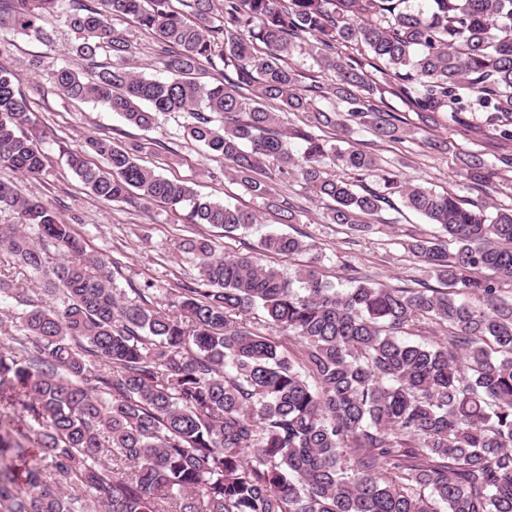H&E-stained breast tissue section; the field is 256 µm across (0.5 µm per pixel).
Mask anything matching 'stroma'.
<instances>
[{"label":"stroma","mask_w":512,"mask_h":512,"mask_svg":"<svg viewBox=\"0 0 512 512\" xmlns=\"http://www.w3.org/2000/svg\"><path fill=\"white\" fill-rule=\"evenodd\" d=\"M114 27L137 48L132 62L134 71L161 76L163 65L154 36L130 20L115 21ZM49 28L51 39L47 42L14 37L7 59L17 70L18 88L31 100L39 126L46 131L47 167L40 177L20 178V189L24 196L49 203L61 219L72 224L84 238L88 253L109 256L113 278L127 296H134L146 287L159 295L164 289L196 277L192 260L180 251L179 244L199 235L213 239L218 254L253 255L260 264L270 263L287 273L308 264L311 254H319L324 275L339 288L346 287L356 271L391 286L413 288L423 281L434 283V276L423 262L403 248L410 234L431 230L415 213L386 210L383 216L390 224L381 232L350 235L343 227L325 222L328 200L305 190L299 181L277 180L273 183L277 199L293 200L297 206L296 223L283 226L261 200L242 190L223 162L207 159L200 148L181 137L182 113L160 116L156 127L145 132L126 124L100 105L63 97L44 75L68 61V49L75 35L57 17L51 19ZM408 119L416 125L415 136L405 142L381 143L367 133L361 139L369 151L393 165L403 180L422 183L439 192L451 190L470 200L512 205L511 172L492 186L476 190L460 176L452 155L432 156L422 145L424 139L432 137L453 141L463 151L494 152L495 147L484 132L455 129L444 120L428 128L419 125L413 113ZM90 133L111 137L114 144L123 147L141 144L144 165L167 177L188 181L200 195L257 213L259 223L246 232L226 236L221 230L191 223L183 209L175 211L154 203L148 209L139 210L95 199L67 164L68 152L78 148ZM279 229L299 236L311 245V252L273 259L259 254L260 238Z\"/></svg>","instance_id":"1"}]
</instances>
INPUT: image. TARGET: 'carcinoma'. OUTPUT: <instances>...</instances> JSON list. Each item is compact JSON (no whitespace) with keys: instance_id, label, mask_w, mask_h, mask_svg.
Masks as SVG:
<instances>
[{"instance_id":"carcinoma-1","label":"carcinoma","mask_w":512,"mask_h":512,"mask_svg":"<svg viewBox=\"0 0 512 512\" xmlns=\"http://www.w3.org/2000/svg\"><path fill=\"white\" fill-rule=\"evenodd\" d=\"M14 33L49 39L64 0H9ZM97 0L70 8L69 54L46 80L69 100L96 102L147 130L186 114L182 137L228 165L244 190L276 203L267 163L333 202L329 223L369 233L365 218L398 196L433 226L403 248L439 288L325 281L317 266L285 275L248 255L218 256L204 236L181 251L197 278L159 301L114 287L111 262L87 253L51 205L21 194L16 176L47 166L30 100L0 65V252L42 280L51 303L0 273V305L18 320L0 343V512H512V207L403 182L356 139L403 142L448 117L484 127L499 154L454 150L461 173L486 187L512 172V0ZM154 33L163 78L128 62L136 47L112 21ZM301 47L329 76L301 86L286 58ZM217 77L202 82L198 72ZM303 124L285 126L289 115ZM340 133V143L319 135ZM299 143L293 151L289 140ZM143 146L89 135L69 166L97 199L160 202L226 234L258 215L202 197L142 164ZM94 154L104 166L85 160ZM373 178L371 189L331 173ZM69 257L56 263L25 228ZM259 249L291 256L310 245L269 232ZM263 313L270 333L251 318ZM447 329L433 339L431 325ZM426 334L420 342L402 333ZM292 336L291 357L276 336Z\"/></svg>"}]
</instances>
